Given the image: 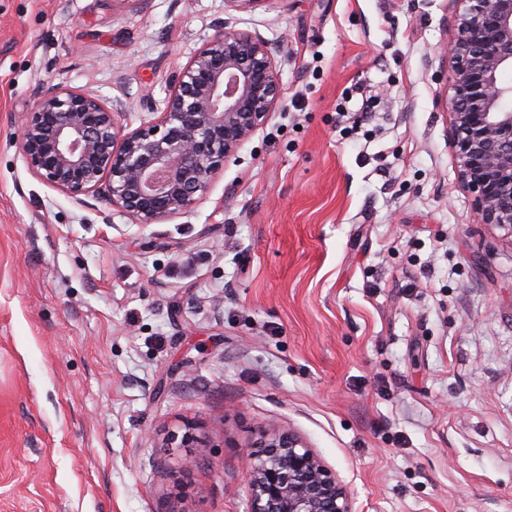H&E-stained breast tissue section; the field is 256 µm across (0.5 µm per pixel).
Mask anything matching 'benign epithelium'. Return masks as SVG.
Instances as JSON below:
<instances>
[{
  "label": "benign epithelium",
  "mask_w": 512,
  "mask_h": 512,
  "mask_svg": "<svg viewBox=\"0 0 512 512\" xmlns=\"http://www.w3.org/2000/svg\"><path fill=\"white\" fill-rule=\"evenodd\" d=\"M445 57L449 144L477 220L512 237V0H451ZM281 96L270 43L225 26L176 73L160 118L125 131L118 106L52 87L21 126L31 172L93 193L142 226L191 212ZM243 458L249 512H352L346 487L303 439L276 425Z\"/></svg>",
  "instance_id": "obj_1"
}]
</instances>
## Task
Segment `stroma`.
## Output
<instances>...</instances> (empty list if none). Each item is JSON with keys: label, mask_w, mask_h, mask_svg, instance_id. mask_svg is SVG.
I'll return each instance as SVG.
<instances>
[{"label": "stroma", "mask_w": 512, "mask_h": 512, "mask_svg": "<svg viewBox=\"0 0 512 512\" xmlns=\"http://www.w3.org/2000/svg\"><path fill=\"white\" fill-rule=\"evenodd\" d=\"M450 0H0V512H247L298 432L353 512H512V238L458 186ZM282 98L192 212L37 178L60 86L156 121L221 23Z\"/></svg>", "instance_id": "35a3bbf8"}]
</instances>
